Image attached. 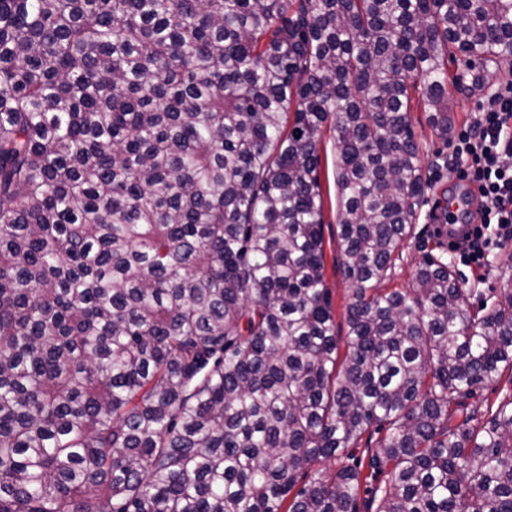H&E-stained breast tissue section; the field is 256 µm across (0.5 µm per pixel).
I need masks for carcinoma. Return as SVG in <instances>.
Here are the masks:
<instances>
[{
    "label": "carcinoma",
    "instance_id": "1",
    "mask_svg": "<svg viewBox=\"0 0 512 512\" xmlns=\"http://www.w3.org/2000/svg\"><path fill=\"white\" fill-rule=\"evenodd\" d=\"M509 56L512 0H0V512H512V398L467 403L512 370V252L486 298L442 253L380 287L413 104L436 168ZM427 115L428 112H426L423 107L417 106L415 104L413 110L410 112V119L417 138L423 142L424 146L427 142V146H431V151L434 147H440L441 144L439 143V140L433 135L432 129L427 121ZM331 133L326 131L320 143V184L323 199V235L325 281L329 288L336 333L340 339V356L345 353L344 340L348 331L347 306L351 297L350 284L337 267L338 209L335 183V152Z\"/></svg>",
    "mask_w": 512,
    "mask_h": 512
}]
</instances>
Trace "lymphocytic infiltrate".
Instances as JSON below:
<instances>
[{
  "mask_svg": "<svg viewBox=\"0 0 512 512\" xmlns=\"http://www.w3.org/2000/svg\"><path fill=\"white\" fill-rule=\"evenodd\" d=\"M450 149L480 207L464 223L445 214L448 249L480 268L512 242V82L497 84L480 99L470 126L451 138Z\"/></svg>",
  "mask_w": 512,
  "mask_h": 512,
  "instance_id": "obj_1",
  "label": "lymphocytic infiltrate"
}]
</instances>
